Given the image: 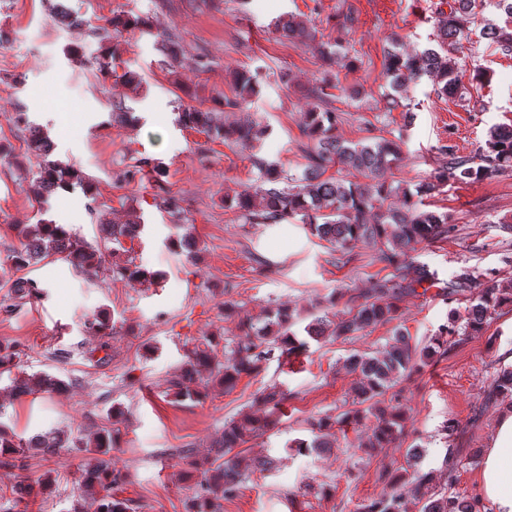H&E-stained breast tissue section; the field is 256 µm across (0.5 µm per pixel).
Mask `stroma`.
<instances>
[{
  "instance_id": "obj_1",
  "label": "stroma",
  "mask_w": 512,
  "mask_h": 512,
  "mask_svg": "<svg viewBox=\"0 0 512 512\" xmlns=\"http://www.w3.org/2000/svg\"><path fill=\"white\" fill-rule=\"evenodd\" d=\"M60 4L73 24L55 18ZM442 7L443 0H0V32L6 37L0 47V141L24 153L28 132L13 117L27 113L50 135L52 159L80 169L93 185L92 194L79 187L60 190L41 205L30 190L28 168L0 161V343L17 346L20 372H47L68 384L62 392L16 399L7 391L12 373L0 374V423L23 440L56 431L86 438L116 426L112 465L124 481L115 495L127 500L129 512H185L197 486L180 478L179 451L207 454L225 422L248 412L255 393L275 384L286 394L278 423L247 443L241 459L248 478L235 498L220 501L219 512H355L380 492L379 472L404 465L407 441L372 457L358 448L360 428L337 432L333 447L308 457L294 455L290 443L309 438L308 419L338 413L351 402L357 376L346 365L349 356L381 351L398 327L413 343H427L448 320L449 306L438 289L404 298L398 325L336 340L320 337L306 353L271 360L258 376L241 378L231 392L211 389L205 401H175L167 394L168 381L187 348L203 336L231 337L240 320L261 317L268 308L303 311L333 289L353 294L385 276L370 246L354 247L342 265L333 247L311 235L299 218L249 224L226 205L259 185L252 156L301 177L306 92L326 73L336 75L333 105L342 115L336 133L343 141L404 139L400 161L386 174L390 181H430L439 147L470 155L490 127L512 124V55L491 51L460 52L461 80L483 99V111L437 96L427 77L407 89L412 113L386 111L388 37L399 36L409 52L432 47ZM287 13L314 20L327 41L342 40L356 68L328 65L298 42L273 34L272 21ZM350 13L356 23L346 30L342 24ZM116 15L141 17L150 26L113 32L112 71L106 74L94 62L100 44L92 29ZM162 31L178 32L182 39L176 61L158 43ZM477 66L488 70V81L474 80ZM235 71L256 76L258 92L248 115L270 129L252 154L233 140L178 123L185 106H212L220 93L233 97ZM130 73L136 83L127 82ZM118 103L131 114L122 126L109 121ZM152 160L164 163L163 179L150 171ZM170 197L176 201L172 209L164 204ZM423 201L426 210L448 214L454 230L446 239L419 245L411 254L416 264L444 282L464 264L512 277V265L502 260L512 239L498 229L501 222L512 224V172L475 184L452 181ZM135 219L143 231L131 255L137 264L162 272L160 283L91 280L57 260L26 272L39 283V297L8 296L6 284L19 276L8 258L18 226L63 224L96 246L103 225ZM185 234L200 249L198 261H188L168 243ZM227 300L236 305L229 317L221 308ZM101 306L111 310L114 323L104 341L84 327ZM508 349L512 307L492 313L481 333L463 337L421 375L397 386L409 409L407 427L423 450L420 467L434 473L436 494L451 487L477 493L496 416L495 408L483 406V391L506 365ZM115 404L125 410L117 422L109 414ZM451 420L458 428L449 436L444 427ZM450 446L461 459L453 485L442 471ZM261 457L273 459L272 470L256 468ZM88 460V453L74 448L52 455L26 451L17 467H0V496L11 497L21 477L34 482L48 475L51 489L24 500L18 512H94L92 499L78 490ZM323 485L330 494H318Z\"/></svg>"
}]
</instances>
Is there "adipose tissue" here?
<instances>
[{"label":"adipose tissue","instance_id":"ef3b65f1","mask_svg":"<svg viewBox=\"0 0 512 512\" xmlns=\"http://www.w3.org/2000/svg\"><path fill=\"white\" fill-rule=\"evenodd\" d=\"M483 501L493 512H512V407H502L489 437L478 476Z\"/></svg>","mask_w":512,"mask_h":512}]
</instances>
